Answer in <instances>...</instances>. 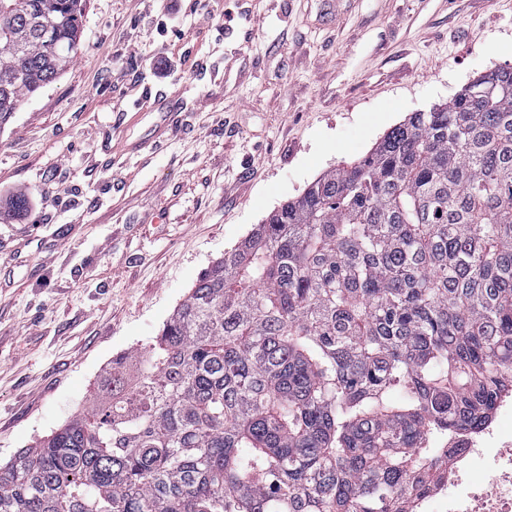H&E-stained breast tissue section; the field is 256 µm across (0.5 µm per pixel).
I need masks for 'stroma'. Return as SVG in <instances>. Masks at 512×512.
<instances>
[{"instance_id": "stroma-1", "label": "stroma", "mask_w": 512, "mask_h": 512, "mask_svg": "<svg viewBox=\"0 0 512 512\" xmlns=\"http://www.w3.org/2000/svg\"><path fill=\"white\" fill-rule=\"evenodd\" d=\"M212 5L179 0L175 39L160 0H86L73 63L0 125L1 463L77 413L269 213L512 66V0H220L228 29ZM169 56L183 65L157 78ZM170 98L180 131L159 142Z\"/></svg>"}]
</instances>
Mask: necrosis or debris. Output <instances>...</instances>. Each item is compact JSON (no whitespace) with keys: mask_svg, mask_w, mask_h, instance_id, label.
<instances>
[{"mask_svg":"<svg viewBox=\"0 0 512 512\" xmlns=\"http://www.w3.org/2000/svg\"><path fill=\"white\" fill-rule=\"evenodd\" d=\"M451 463L414 512H512V396L498 401L492 420L452 442Z\"/></svg>","mask_w":512,"mask_h":512,"instance_id":"obj_1","label":"necrosis or debris"}]
</instances>
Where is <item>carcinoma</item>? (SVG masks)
<instances>
[{"instance_id":"carcinoma-1","label":"carcinoma","mask_w":512,"mask_h":512,"mask_svg":"<svg viewBox=\"0 0 512 512\" xmlns=\"http://www.w3.org/2000/svg\"><path fill=\"white\" fill-rule=\"evenodd\" d=\"M82 0H0V124ZM512 393V67L417 110L207 268L81 412L0 465V512H409L434 444Z\"/></svg>"}]
</instances>
